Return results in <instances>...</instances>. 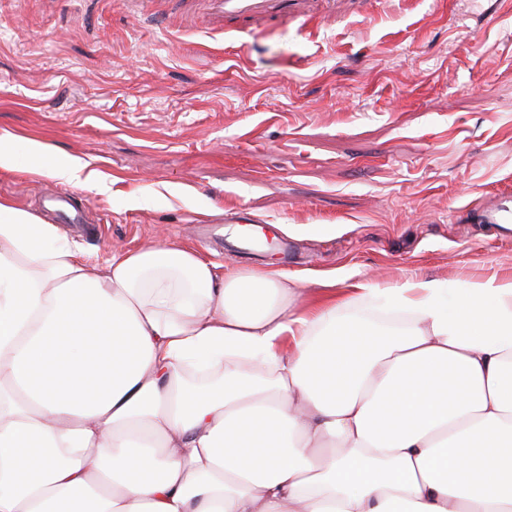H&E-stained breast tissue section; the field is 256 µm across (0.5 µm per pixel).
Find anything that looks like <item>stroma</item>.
Returning a JSON list of instances; mask_svg holds the SVG:
<instances>
[{
	"mask_svg": "<svg viewBox=\"0 0 512 512\" xmlns=\"http://www.w3.org/2000/svg\"><path fill=\"white\" fill-rule=\"evenodd\" d=\"M0 137L17 157L0 201L58 225L46 196L70 193L94 265L197 247L199 225L242 210L287 250L247 254L226 230L208 259L311 296L512 282V233L475 211L512 195V0H338L315 37L216 30L174 0H0ZM72 159L99 188L61 176Z\"/></svg>",
	"mask_w": 512,
	"mask_h": 512,
	"instance_id": "stroma-1",
	"label": "stroma"
}]
</instances>
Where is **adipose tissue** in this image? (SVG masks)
<instances>
[{
	"label": "adipose tissue",
	"mask_w": 512,
	"mask_h": 512,
	"mask_svg": "<svg viewBox=\"0 0 512 512\" xmlns=\"http://www.w3.org/2000/svg\"><path fill=\"white\" fill-rule=\"evenodd\" d=\"M301 291L0 203V512H512V282Z\"/></svg>",
	"instance_id": "ef3b65f1"
}]
</instances>
